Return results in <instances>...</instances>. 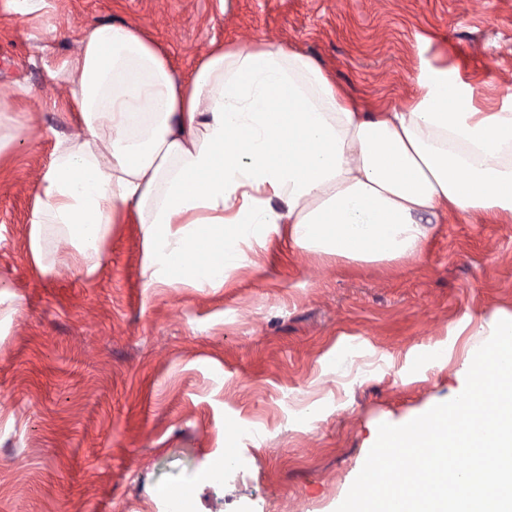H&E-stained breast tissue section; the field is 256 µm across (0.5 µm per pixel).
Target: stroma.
<instances>
[{
  "instance_id": "1",
  "label": "stroma",
  "mask_w": 512,
  "mask_h": 512,
  "mask_svg": "<svg viewBox=\"0 0 512 512\" xmlns=\"http://www.w3.org/2000/svg\"><path fill=\"white\" fill-rule=\"evenodd\" d=\"M0 0V512H335L380 424L453 399L490 325L512 317V223L453 214L420 254L336 260L279 225L218 288L145 287L143 225L98 269L42 274L32 211L57 140L79 131L51 72L82 30L141 26L188 77L212 45L270 41L355 101L416 100L422 64L512 95V0ZM26 95H19V88ZM21 128H12L11 118ZM240 473L215 486L225 458Z\"/></svg>"
}]
</instances>
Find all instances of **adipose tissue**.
<instances>
[{
  "label": "adipose tissue",
  "mask_w": 512,
  "mask_h": 512,
  "mask_svg": "<svg viewBox=\"0 0 512 512\" xmlns=\"http://www.w3.org/2000/svg\"><path fill=\"white\" fill-rule=\"evenodd\" d=\"M78 111L32 213L57 256L94 272L112 224H144L146 287L216 286L278 225L354 261L420 253L440 213L512 216V106L478 112L474 89L421 67L418 99L374 115L309 56L279 45L210 49L176 80L131 23L85 31L53 70Z\"/></svg>",
  "instance_id": "1"
}]
</instances>
